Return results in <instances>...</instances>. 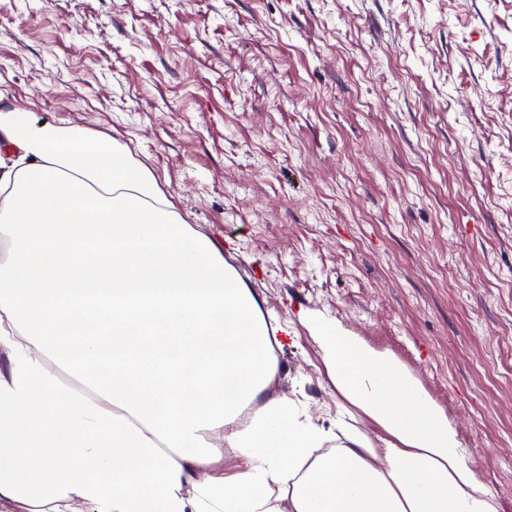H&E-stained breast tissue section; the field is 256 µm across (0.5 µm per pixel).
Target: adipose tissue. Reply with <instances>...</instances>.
<instances>
[{"instance_id":"adipose-tissue-1","label":"adipose tissue","mask_w":512,"mask_h":512,"mask_svg":"<svg viewBox=\"0 0 512 512\" xmlns=\"http://www.w3.org/2000/svg\"><path fill=\"white\" fill-rule=\"evenodd\" d=\"M0 146V512H501L419 382L340 325L313 339L382 447L269 396L262 300L126 145L14 103Z\"/></svg>"}]
</instances>
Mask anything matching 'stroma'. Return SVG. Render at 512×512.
I'll return each mask as SVG.
<instances>
[{"label":"stroma","mask_w":512,"mask_h":512,"mask_svg":"<svg viewBox=\"0 0 512 512\" xmlns=\"http://www.w3.org/2000/svg\"><path fill=\"white\" fill-rule=\"evenodd\" d=\"M0 92L127 145L289 322L395 355L512 512V0H0Z\"/></svg>","instance_id":"1"}]
</instances>
